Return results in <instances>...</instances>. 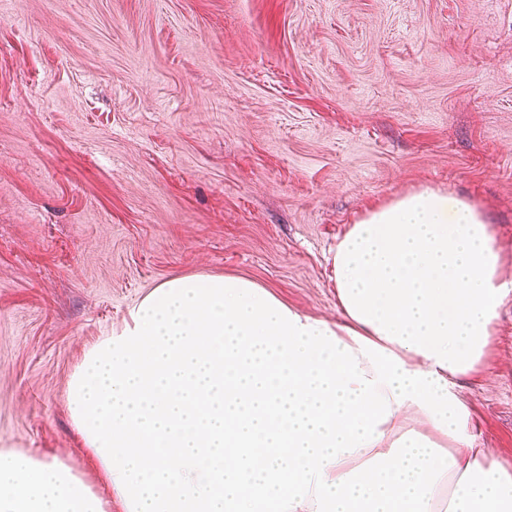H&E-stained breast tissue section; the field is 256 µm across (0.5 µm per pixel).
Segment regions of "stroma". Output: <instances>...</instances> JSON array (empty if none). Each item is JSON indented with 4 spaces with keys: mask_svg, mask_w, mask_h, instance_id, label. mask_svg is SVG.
Listing matches in <instances>:
<instances>
[{
    "mask_svg": "<svg viewBox=\"0 0 512 512\" xmlns=\"http://www.w3.org/2000/svg\"><path fill=\"white\" fill-rule=\"evenodd\" d=\"M512 280V0H0V448L82 471L86 351L175 276L336 319L331 255L423 186ZM512 467V294L461 382Z\"/></svg>",
    "mask_w": 512,
    "mask_h": 512,
    "instance_id": "stroma-1",
    "label": "stroma"
}]
</instances>
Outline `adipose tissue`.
I'll list each match as a JSON object with an SVG mask.
<instances>
[{
	"label": "adipose tissue",
	"instance_id": "1",
	"mask_svg": "<svg viewBox=\"0 0 512 512\" xmlns=\"http://www.w3.org/2000/svg\"><path fill=\"white\" fill-rule=\"evenodd\" d=\"M336 321L239 277L161 283L68 407L124 512H512L457 382L512 281L481 208L425 186L338 241ZM0 512H106L71 465L0 448Z\"/></svg>",
	"mask_w": 512,
	"mask_h": 512
}]
</instances>
